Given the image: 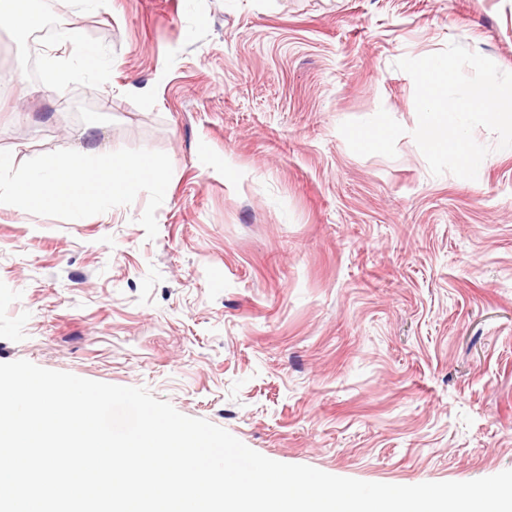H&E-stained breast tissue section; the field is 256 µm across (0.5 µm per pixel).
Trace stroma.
Listing matches in <instances>:
<instances>
[{
    "instance_id": "obj_1",
    "label": "stroma",
    "mask_w": 512,
    "mask_h": 512,
    "mask_svg": "<svg viewBox=\"0 0 512 512\" xmlns=\"http://www.w3.org/2000/svg\"><path fill=\"white\" fill-rule=\"evenodd\" d=\"M104 82L0 26V150L165 152L82 223L0 208V363L146 388L272 460L366 482L512 469V149L432 175L404 57L512 72V0H57ZM376 123L383 138L358 145ZM64 43L73 46L75 57L72 61L55 60L51 62L53 76L58 83H67L81 78L85 74L102 77L108 73L102 61L103 53L99 48L85 42L75 33H66Z\"/></svg>"
}]
</instances>
